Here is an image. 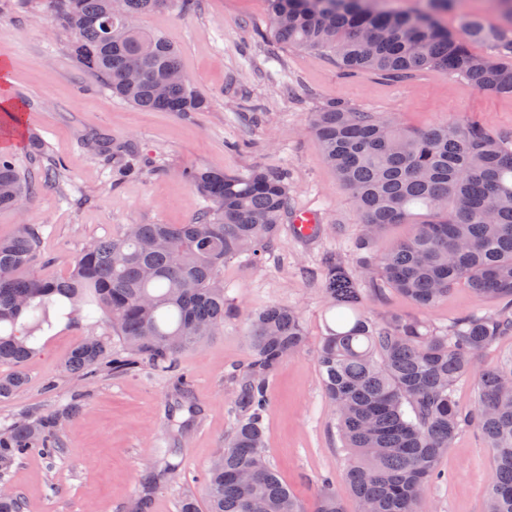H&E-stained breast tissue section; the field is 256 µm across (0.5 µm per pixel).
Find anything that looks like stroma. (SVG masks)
Returning <instances> with one entry per match:
<instances>
[{"label":"stroma","mask_w":512,"mask_h":512,"mask_svg":"<svg viewBox=\"0 0 512 512\" xmlns=\"http://www.w3.org/2000/svg\"><path fill=\"white\" fill-rule=\"evenodd\" d=\"M17 3L0 0V61L11 67L6 92L22 100L25 114L20 127L0 125V152L15 157L35 188L21 210L0 212V238L23 224L38 228V276H65L87 243L120 236L127 225L190 223L205 202L183 176L189 169L284 173L289 210L314 211L319 231L304 239L283 222L262 260L243 255L225 263L232 310L223 332L179 357L188 388L147 370L116 377L104 368L89 383L69 376L63 366L70 351L85 336L108 335L103 314L58 323L43 334L42 351L26 366V386L0 401V430L25 415L69 405L77 412L60 429L54 453L15 459L0 472V488L17 492L24 512H133L148 468L169 459L178 474L156 486L151 512H179L189 493L203 498L204 473L232 426L233 377L249 357L248 315L284 305L300 311L307 344L269 380L267 453L304 507L313 503L316 480L329 475L347 512H356L344 480L346 453L316 366L330 317L319 284L307 273L330 249L354 262L347 243L362 223L355 200L324 160L310 116L339 102L392 114L408 130L474 119L512 134V96L481 93L435 71L409 79L347 73L335 57L275 40L267 0H197L189 11L173 6L148 14L141 26L178 48L185 75L208 106L142 111L114 97L75 59L73 37L52 23L48 0H28L22 9ZM471 16L492 27L505 23L493 0H459L439 20L457 32ZM98 136L134 146L142 174L114 172L88 144ZM35 140L42 144L37 156ZM494 308L459 285L423 315L444 328L461 315ZM438 469L443 478L430 489L428 512H485L491 455L477 431H462Z\"/></svg>","instance_id":"1"}]
</instances>
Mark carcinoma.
Wrapping results in <instances>:
<instances>
[{
    "instance_id": "carcinoma-1",
    "label": "carcinoma",
    "mask_w": 512,
    "mask_h": 512,
    "mask_svg": "<svg viewBox=\"0 0 512 512\" xmlns=\"http://www.w3.org/2000/svg\"><path fill=\"white\" fill-rule=\"evenodd\" d=\"M276 40L334 55L346 72L370 70L408 77L430 69L462 77L483 93L512 95V66L479 58L473 42L512 51V33L469 18L458 35L437 14L454 0H427L406 13L385 0H267ZM53 22L73 34L72 54L106 82L112 94L146 110L199 112L208 102L181 71L177 48L164 36L125 25L190 0H50ZM141 71L136 82L124 72ZM311 128L326 161L358 204L363 233L351 242L356 265L336 253L322 261L323 293L337 309L316 361L336 428L348 452L344 478L357 512H424L437 464L457 435L476 430L493 463L487 512H512V355L476 377L470 408L455 399L472 376L474 357L512 337V139L475 120L407 131L388 115L333 103L313 115ZM119 154L128 176L140 173L136 152ZM186 177L206 206L190 224H132L116 238L85 246L68 276L35 274L40 235L23 224L0 239V400L26 383L24 368L39 351L38 333L64 320L101 311L122 349L106 336H87L64 361L88 381L104 362L112 374L172 372L179 354L224 329L229 314L224 264L261 258L288 208L283 176L256 168L245 177L197 170ZM31 185L15 159L0 153V211L15 210ZM421 207L417 213L414 208ZM390 224L413 233L385 252L377 241ZM464 284L498 303L438 328L419 316L371 315L366 297L395 291L419 309L433 307ZM250 358L236 376L233 426L206 472L209 512H304L265 448L270 376L306 343L300 312L271 305L249 316ZM62 415L48 412L0 431V466L31 451L56 447ZM313 512H347L332 478H321Z\"/></svg>"
}]
</instances>
